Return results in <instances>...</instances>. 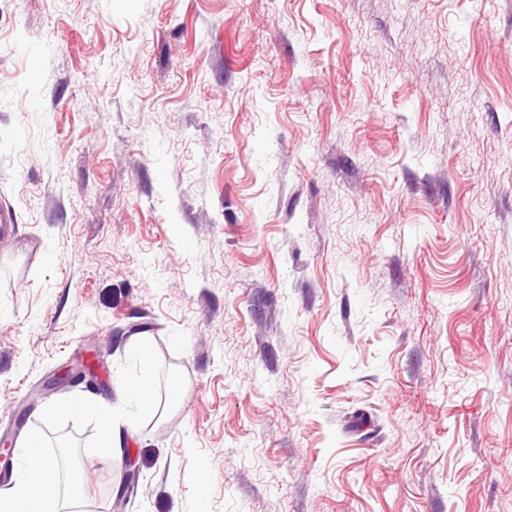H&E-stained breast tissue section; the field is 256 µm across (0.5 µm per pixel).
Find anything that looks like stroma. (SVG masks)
Masks as SVG:
<instances>
[{"instance_id": "1", "label": "stroma", "mask_w": 512, "mask_h": 512, "mask_svg": "<svg viewBox=\"0 0 512 512\" xmlns=\"http://www.w3.org/2000/svg\"><path fill=\"white\" fill-rule=\"evenodd\" d=\"M0 435L170 415L82 512H512V0H0Z\"/></svg>"}]
</instances>
